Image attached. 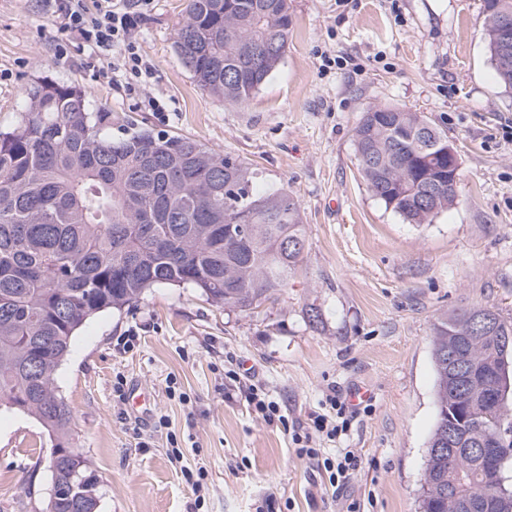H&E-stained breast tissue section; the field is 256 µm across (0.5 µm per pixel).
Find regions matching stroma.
Wrapping results in <instances>:
<instances>
[{"label":"stroma","mask_w":512,"mask_h":512,"mask_svg":"<svg viewBox=\"0 0 512 512\" xmlns=\"http://www.w3.org/2000/svg\"><path fill=\"white\" fill-rule=\"evenodd\" d=\"M294 28L279 68L244 105L209 96L173 46L185 0H152L139 46L156 67L144 107L62 40L58 0H0V127L17 124L45 78L85 89L112 135H185L248 163L258 188L287 185L308 240L286 288L259 307L215 305L158 286L74 333L54 378L76 448L98 478V512H418L436 423L433 326L460 309L512 317V91L495 78L480 0H288ZM343 65L324 67V57ZM422 113L461 158L457 202L410 224L369 192L355 127L369 108ZM277 402L257 419L224 371ZM154 396L132 414L119 390ZM370 398L352 405L353 390ZM345 405L353 448L339 494L320 492L294 433ZM55 441L33 416L0 412V512H42ZM202 473L195 492L186 471Z\"/></svg>","instance_id":"stroma-1"}]
</instances>
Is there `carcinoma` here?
I'll return each instance as SVG.
<instances>
[{
    "label": "carcinoma",
    "mask_w": 512,
    "mask_h": 512,
    "mask_svg": "<svg viewBox=\"0 0 512 512\" xmlns=\"http://www.w3.org/2000/svg\"><path fill=\"white\" fill-rule=\"evenodd\" d=\"M497 81L512 89V53L496 49L493 15L482 0ZM293 15L288 0H187L174 48L197 86L243 105L282 63ZM27 111L0 129V409L36 417L65 450L51 478L73 473L97 483L74 448L71 412L54 374L75 330L104 310L120 311L161 285H189L217 305L250 309L288 286L306 246L301 208L288 187L260 192L243 161L183 135L144 127L112 138V116L93 112L87 93L41 80ZM359 173L384 206L410 224H429L457 201L448 186V136L419 112L394 105L365 112L354 130ZM491 314L487 330L472 328ZM437 408L460 375L465 409L483 429H512V318L492 307L454 312L433 327ZM508 380L506 402L488 387ZM488 472L459 449L428 453L420 512H464L486 496ZM99 498L48 497L45 512H97ZM473 512H512V488Z\"/></svg>",
    "instance_id": "carcinoma-1"
}]
</instances>
